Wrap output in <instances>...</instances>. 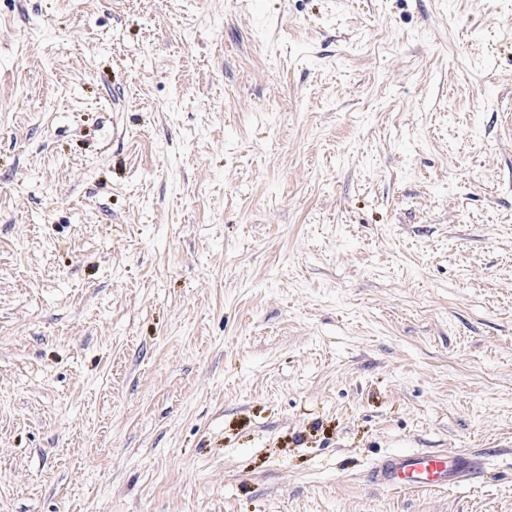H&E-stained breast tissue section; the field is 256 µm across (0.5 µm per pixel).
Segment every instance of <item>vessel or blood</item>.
Here are the masks:
<instances>
[{"label":"vessel or blood","mask_w":512,"mask_h":512,"mask_svg":"<svg viewBox=\"0 0 512 512\" xmlns=\"http://www.w3.org/2000/svg\"><path fill=\"white\" fill-rule=\"evenodd\" d=\"M480 457L463 452L413 451L389 454L368 472L381 488H452L470 481L481 467Z\"/></svg>","instance_id":"obj_1"}]
</instances>
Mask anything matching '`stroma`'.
Here are the masks:
<instances>
[{
  "label": "stroma",
  "mask_w": 512,
  "mask_h": 512,
  "mask_svg": "<svg viewBox=\"0 0 512 512\" xmlns=\"http://www.w3.org/2000/svg\"><path fill=\"white\" fill-rule=\"evenodd\" d=\"M0 512H512V0H0ZM482 465L478 456L463 452L413 451L389 454L368 471L381 488H452L470 481Z\"/></svg>",
  "instance_id": "obj_1"
}]
</instances>
